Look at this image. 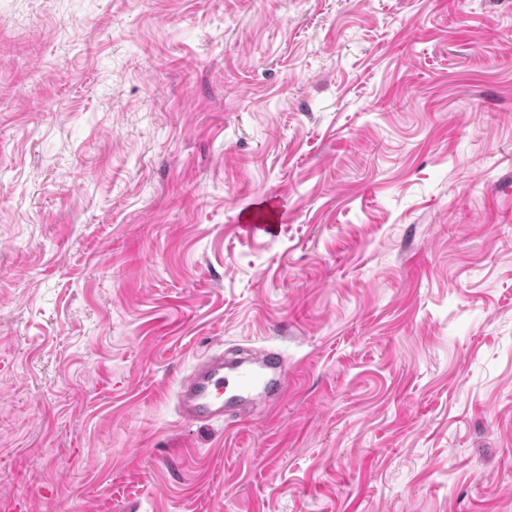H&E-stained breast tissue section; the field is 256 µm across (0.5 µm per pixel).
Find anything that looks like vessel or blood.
I'll return each mask as SVG.
<instances>
[{
	"label": "vessel or blood",
	"instance_id": "obj_1",
	"mask_svg": "<svg viewBox=\"0 0 512 512\" xmlns=\"http://www.w3.org/2000/svg\"><path fill=\"white\" fill-rule=\"evenodd\" d=\"M288 387V364L281 352L259 346L245 354L212 351L199 359L176 394L178 417L189 424L232 422L273 407Z\"/></svg>",
	"mask_w": 512,
	"mask_h": 512
}]
</instances>
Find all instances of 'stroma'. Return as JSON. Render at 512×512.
Listing matches in <instances>:
<instances>
[{"label": "stroma", "instance_id": "35a3bbf8", "mask_svg": "<svg viewBox=\"0 0 512 512\" xmlns=\"http://www.w3.org/2000/svg\"><path fill=\"white\" fill-rule=\"evenodd\" d=\"M0 512H512V0H0ZM288 387V364L281 352L259 346L224 357V349L199 359L176 394L178 417L189 424L234 422L276 405ZM262 400L263 408L257 406Z\"/></svg>", "mask_w": 512, "mask_h": 512}]
</instances>
